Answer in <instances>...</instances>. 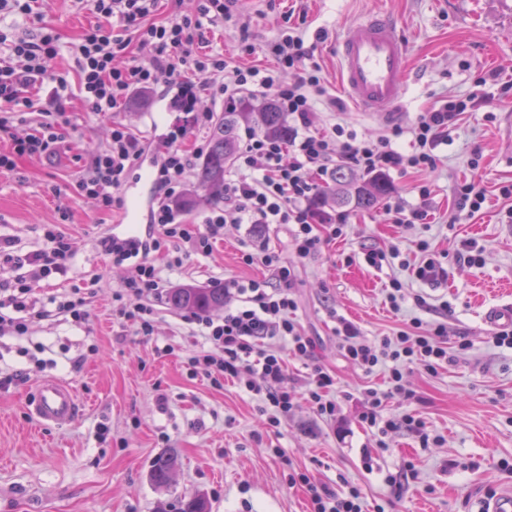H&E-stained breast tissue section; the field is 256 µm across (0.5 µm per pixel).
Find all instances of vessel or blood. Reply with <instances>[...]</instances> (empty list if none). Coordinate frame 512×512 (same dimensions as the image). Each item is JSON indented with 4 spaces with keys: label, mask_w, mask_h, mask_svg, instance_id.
<instances>
[{
    "label": "vessel or blood",
    "mask_w": 512,
    "mask_h": 512,
    "mask_svg": "<svg viewBox=\"0 0 512 512\" xmlns=\"http://www.w3.org/2000/svg\"><path fill=\"white\" fill-rule=\"evenodd\" d=\"M341 87L360 111L388 110L402 100L411 60L392 19L375 11L349 25L338 48ZM75 389L57 379L40 380L29 400L30 413L46 427L71 422L80 411Z\"/></svg>",
    "instance_id": "obj_1"
}]
</instances>
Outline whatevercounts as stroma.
Wrapping results in <instances>:
<instances>
[{
  "instance_id": "stroma-1",
  "label": "stroma",
  "mask_w": 512,
  "mask_h": 512,
  "mask_svg": "<svg viewBox=\"0 0 512 512\" xmlns=\"http://www.w3.org/2000/svg\"><path fill=\"white\" fill-rule=\"evenodd\" d=\"M38 10L53 25L61 45L77 40L97 17L83 0H40ZM372 11L392 15L406 42L411 70L396 115L361 113L345 101L335 47L345 28ZM305 15V40L326 80L327 94L316 105V125L347 123L372 137L392 128L404 133L393 144L408 150L405 130L415 114L450 97H465L484 83L486 97L464 114L440 161L427 177L390 173L393 198L418 203L416 186L431 188L428 223L407 226L387 220L383 210L351 211L341 238L323 242L318 253L294 259L291 233L282 224L227 226L210 255L188 256L168 268L163 254L149 261L162 267L172 285L208 287L233 277L267 280L261 262L245 264L244 253L275 252L295 265L296 319L315 342L316 364L335 379L343 427L316 417L305 399L279 430L266 427L256 400L238 385H211L189 376L185 355L202 342L200 328L182 322L180 312L159 305L152 336L122 332L112 319V294L127 268L113 264L96 247L100 236L121 223L131 200H138L136 237L148 238L155 204L154 178L175 117L170 95L131 99L122 112L101 115L74 97L70 135L47 159H23L0 172V235L13 238L19 253L45 245L42 227L62 224L75 257L68 274L32 282L33 293L62 288L93 289L86 322L44 320L29 336L0 335V377L15 383L0 389V512H165L178 496L200 492L211 512H310V492L288 481L289 467L314 476L333 490L360 488L365 512L380 504L385 512H478L487 489H512V474L499 462L512 458V351L489 347L493 329L484 321L492 306L512 304V202L500 186L512 183V0H238L237 14L249 22L256 44L272 40L284 13ZM493 121H486V113ZM132 127L145 148L117 193L113 211L78 192L76 182L88 153L104 149L113 121ZM475 179L486 189L479 213L460 214L458 183ZM458 215L450 223V215ZM446 251L445 275L421 282L414 268L417 241ZM481 251L483 264L462 258V241ZM398 247L399 258L370 266L372 249ZM405 288L400 311H392L384 288L390 279ZM448 312V339L466 337L469 355L437 374L413 371L404 383L411 401L390 399L389 416L420 418L436 443L422 447L418 436L399 428L388 448L373 451V436L357 420L356 400L365 388L385 389L383 373L365 375L341 354L335 339L338 319L352 323L368 340L389 336L412 320L430 325ZM168 343L171 354L155 348ZM38 353L45 365L34 371L21 349ZM55 378L74 387L82 409L64 427L43 429L29 413L34 385ZM165 403H158V395ZM174 453L180 466L169 488L149 479L153 461ZM413 463L417 477L395 488L386 477Z\"/></svg>"
}]
</instances>
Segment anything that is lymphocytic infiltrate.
Instances as JSON below:
<instances>
[{
  "instance_id": "obj_1",
  "label": "lymphocytic infiltrate",
  "mask_w": 512,
  "mask_h": 512,
  "mask_svg": "<svg viewBox=\"0 0 512 512\" xmlns=\"http://www.w3.org/2000/svg\"><path fill=\"white\" fill-rule=\"evenodd\" d=\"M89 2L98 21L84 29L70 47L77 76L72 82L67 74L52 68L60 52L59 36L34 13L32 0H0L1 14L26 16L37 26L36 33L26 37H12L0 30V45L9 47L7 58L0 60V102L6 107L0 128L5 127L9 114L31 110L25 88L36 83L50 88L48 106L42 109L37 128L14 140L9 151L0 152V171L16 170L20 159L54 153L68 134L66 114L72 91H79L93 111L105 113L131 96L156 92L162 85L176 87L172 106L187 120L171 123L167 148L158 163L157 204L150 215L152 234L144 240H121L107 234L97 241L98 249L114 263L130 265L122 287L112 295V316L138 336L152 335L155 303L166 289L160 269L147 260L150 252L163 253L168 265L178 266L187 254H210L214 244L223 239L227 225L286 224L291 228L296 257L307 258L319 250L323 237L342 236L347 224L344 214L330 217L315 210L313 201L321 189L317 176L339 166L373 176L433 171L439 161L437 148L448 144L473 105L469 97L451 98L418 113L406 131L411 136L407 152L391 144L392 137L404 132L398 128L392 137L376 139L340 123L331 132L320 133L313 129L315 101L325 93V79L320 66L312 61L314 48L306 44L298 24L287 21L279 27L267 45L276 65L262 69L245 62L256 51L246 30L241 33L242 59L220 50H202L210 26L233 21L235 0H197L193 12L161 22L153 19L157 0ZM188 74L203 76L215 101L230 103L245 94L256 100L274 97L291 130L284 141L256 132L246 134L236 158L238 178L225 180L223 206L206 212L198 224L183 223L177 201L206 143L194 141L189 150L183 143L194 130L211 124L213 112L184 105L188 86L183 78ZM143 150L137 133L123 123H113L109 146L92 153L81 171V195L98 200L102 210L114 209L119 203L116 192ZM321 224L326 227L322 234L317 231ZM43 237L44 247L25 255L17 254L12 238L0 237V335L25 336L29 322L36 319L54 317L80 323L89 316L92 295L81 289L64 290L44 300L30 296L27 279L65 276L74 256L70 239L59 225H45ZM257 259L273 268L277 286L228 278L224 281L223 317L184 314L186 323L201 326L203 338L200 347L185 359L187 371L193 377L205 376L218 387L225 379L236 380L257 400L260 415L272 428L292 414L300 392L320 419L339 420L338 404L329 395L334 384L331 374L315 364L299 384L287 370V357L308 359L314 351L312 339L292 318L297 309L293 265L269 253L244 257L249 264ZM421 326L416 320L410 328L375 341L365 339L344 321L336 329L347 361L365 374L381 370L387 375L389 391L365 389L357 415L376 437L377 447H384L385 436L403 425L415 430L421 442H428L421 420L409 414L399 419L387 416L385 403L394 394L413 399V390L403 382L407 373L415 369L436 373L471 347L466 340L449 343L447 324H437L429 333L422 332ZM288 480L308 487L311 512H364L363 497L356 486L335 491L313 484L309 473L295 470Z\"/></svg>"
}]
</instances>
